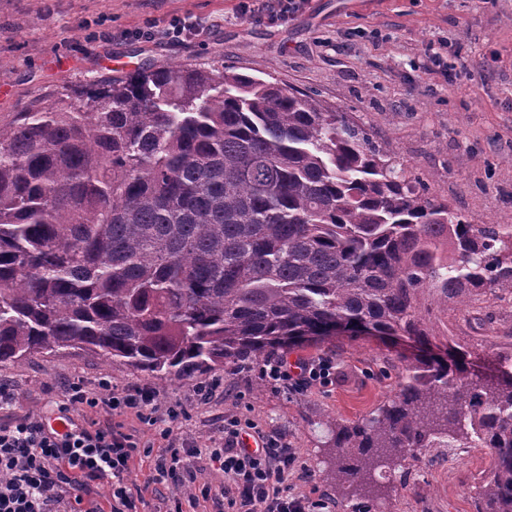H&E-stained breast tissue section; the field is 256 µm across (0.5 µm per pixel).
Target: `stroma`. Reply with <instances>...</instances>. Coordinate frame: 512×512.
<instances>
[{
    "mask_svg": "<svg viewBox=\"0 0 512 512\" xmlns=\"http://www.w3.org/2000/svg\"><path fill=\"white\" fill-rule=\"evenodd\" d=\"M186 15L203 20L187 42L135 35L145 19L162 28ZM431 47L443 67L430 62ZM190 62L234 66L312 95L376 143L391 144L429 194L472 223L512 224V0H305L277 26L241 16L236 0H0V124L71 95L93 72L119 77L141 63ZM448 326L457 342L475 348L472 367L483 371L499 337L512 330V311L485 325L452 318ZM416 354L408 339L368 334L304 342L286 357L331 355L341 372L333 386L299 396L261 385L255 368L170 381L89 350L34 354L0 366V383L17 392L0 407V423L51 414L76 380L90 390L102 379L118 388L146 384L185 409L171 440L193 452V473L212 487L211 499L184 504V512H224V475L209 450L231 416L285 437L305 468L297 491L324 500L329 512H475L490 472L483 448H429L388 474L373 471L361 486L342 488L332 478L321 422L371 417ZM213 376L221 385L199 399L196 388ZM121 422L152 448L151 456L134 458L131 488L145 489L151 510L181 497L177 484L150 481L155 455L171 441L161 438V425L132 415Z\"/></svg>",
    "mask_w": 512,
    "mask_h": 512,
    "instance_id": "stroma-1",
    "label": "stroma"
}]
</instances>
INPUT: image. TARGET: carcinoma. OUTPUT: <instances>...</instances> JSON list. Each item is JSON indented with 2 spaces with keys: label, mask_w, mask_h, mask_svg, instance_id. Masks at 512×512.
Instances as JSON below:
<instances>
[{
  "label": "carcinoma",
  "mask_w": 512,
  "mask_h": 512,
  "mask_svg": "<svg viewBox=\"0 0 512 512\" xmlns=\"http://www.w3.org/2000/svg\"><path fill=\"white\" fill-rule=\"evenodd\" d=\"M340 112L235 68L145 64L0 124V365L87 349L182 379L304 340L420 354L361 423H323L339 484L486 448L476 512H512V341L481 376L430 351L512 298V224H472Z\"/></svg>",
  "instance_id": "obj_1"
}]
</instances>
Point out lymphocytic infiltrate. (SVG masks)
<instances>
[{
    "label": "lymphocytic infiltrate",
    "mask_w": 512,
    "mask_h": 512,
    "mask_svg": "<svg viewBox=\"0 0 512 512\" xmlns=\"http://www.w3.org/2000/svg\"><path fill=\"white\" fill-rule=\"evenodd\" d=\"M303 0H238L242 16L277 24L298 13ZM263 379L276 389L303 394L311 388L332 385L336 361L320 355L289 365L277 357L260 368ZM100 407L112 415L133 414L144 423H170L184 414L181 405L168 402L150 387L118 389L101 381L90 392L71 383L68 399L58 409L66 422L59 432L49 421L24 418L0 424V512H139L144 495L133 494L127 479L141 443L125 433L121 424H79L70 420L72 406ZM255 445L247 448L244 437ZM212 463L224 474V512H324L325 502L298 492L299 456L284 437L254 430L250 421L233 416L224 421V435L210 453ZM106 482V505L86 500L90 483Z\"/></svg>",
    "instance_id": "1"
}]
</instances>
